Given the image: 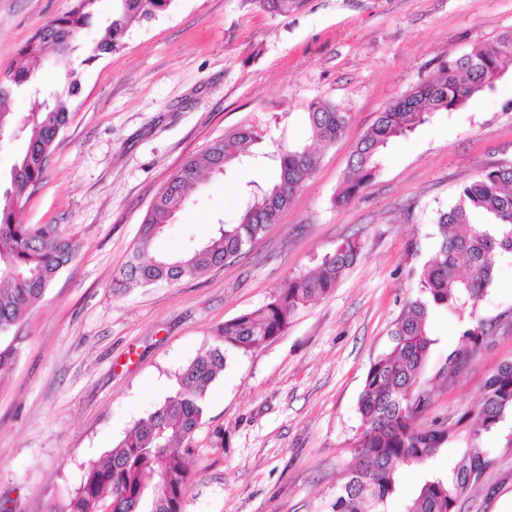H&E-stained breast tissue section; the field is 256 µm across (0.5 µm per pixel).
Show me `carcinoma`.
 <instances>
[{
  "label": "carcinoma",
  "mask_w": 512,
  "mask_h": 512,
  "mask_svg": "<svg viewBox=\"0 0 512 512\" xmlns=\"http://www.w3.org/2000/svg\"><path fill=\"white\" fill-rule=\"evenodd\" d=\"M95 2L74 0L70 10L37 26L12 64L0 72V135L13 127L9 103L14 94L25 93L31 102L22 123L25 147L0 190V335L12 334L11 342L0 348V372L18 354L19 328L32 306L79 250V244L62 235L55 224L24 223L23 211L68 123L70 99L80 86L69 58L82 30L91 23ZM118 2L105 35L86 62L112 52L133 24L167 11L172 0ZM253 2L272 15L303 6V0ZM47 36L61 45L58 59L65 66V82L64 88L43 98L37 68L44 61ZM511 62L512 35H506L464 56L448 57L434 78L388 104L355 142L334 205L350 203L374 181L381 152L391 139L413 132L437 112L465 108L494 89ZM307 111L314 143L327 147L343 135L347 116L335 106L316 101ZM261 138L255 127L240 126L171 176L144 218L132 260L113 280L114 287L126 290L173 282L232 263L280 218L317 167L316 153L308 145L282 146L274 152V181L255 185L235 221L220 225L202 245L178 255L153 251L154 242L204 176L240 160ZM437 229L434 254L419 274L418 297L405 303L390 331V350L366 373L357 404L356 463L326 504L328 512H389V502L401 495L404 467L420 469L421 478L404 498L402 512H456L460 498L482 483L493 463L484 446L485 434L512 415L510 360L487 377L480 400L457 418L425 429L417 425L433 397V387L423 380L435 344L428 327L433 312L451 311L462 326L458 347L448 354L440 372L450 384L477 352L495 343L501 330L512 331V311L493 319L478 312L498 262L512 257V166L483 170L464 184L456 202L438 214ZM359 255V245L348 241L325 255L313 271L284 281L257 311L224 321L220 328L224 347L197 356L178 376L175 396L138 420L106 458L86 466L67 512H183L194 478L189 467L192 434L203 417L209 385L224 373L225 348L246 353L279 336L301 307L336 287ZM458 439L464 441L465 450L448 472L433 469L431 462Z\"/></svg>",
  "instance_id": "cac0c4a2"
}]
</instances>
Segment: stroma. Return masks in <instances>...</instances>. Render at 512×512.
Here are the masks:
<instances>
[{
	"instance_id": "stroma-1",
	"label": "stroma",
	"mask_w": 512,
	"mask_h": 512,
	"mask_svg": "<svg viewBox=\"0 0 512 512\" xmlns=\"http://www.w3.org/2000/svg\"><path fill=\"white\" fill-rule=\"evenodd\" d=\"M71 6L0 0V71L37 24ZM506 34L512 0H305L275 16L251 0H172L111 53L89 62L76 51L79 92L23 219L58 225L81 248L31 308L17 359L0 379V507L65 512L88 462L175 394L179 373L222 345L224 321L259 309L285 280L352 240L361 256L331 294L262 347L227 350L193 437L195 479L184 502V512H318L354 463L365 375L417 294L438 212L479 172L512 165V68L477 103L435 113L391 142L372 184L337 207L350 152L378 112L448 56ZM313 101L345 112L347 129L318 148L314 175L237 262L113 289L145 214L187 160L240 125L263 131L258 160L207 177L177 212L156 242L167 254L232 220L250 181L274 177L270 153L308 142ZM429 325L433 403L423 427L477 403L484 380L512 359V334L498 336L445 384L438 371L457 346L458 323L436 312ZM511 433L505 424L487 435L494 464L461 512H512Z\"/></svg>"
}]
</instances>
